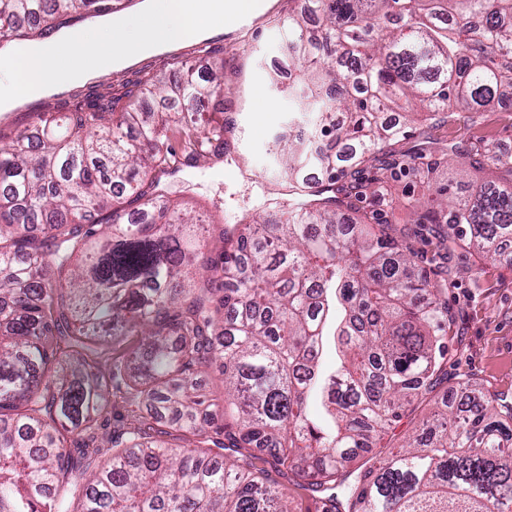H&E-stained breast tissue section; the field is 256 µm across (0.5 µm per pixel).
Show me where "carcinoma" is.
Instances as JSON below:
<instances>
[{"instance_id": "cac0c4a2", "label": "carcinoma", "mask_w": 512, "mask_h": 512, "mask_svg": "<svg viewBox=\"0 0 512 512\" xmlns=\"http://www.w3.org/2000/svg\"><path fill=\"white\" fill-rule=\"evenodd\" d=\"M306 2L288 53L326 142L281 139L288 197L218 228L214 249L155 172L228 156L224 58L0 126V512H290L260 448L325 512H512V403L471 376L408 446L355 453L444 382L453 321L454 268L427 274L408 228L379 220L388 181L429 184L449 152L494 171L463 195L437 187L413 224L448 255L512 264V158L483 139L399 147L413 102L473 126L512 89V0ZM119 4L0 0V51ZM174 127L180 154L164 147ZM128 336L137 349L103 370L100 346ZM330 344L339 363L323 372ZM214 366L220 408L200 394ZM118 378L133 409L105 432ZM174 432L188 448L166 443Z\"/></svg>"}]
</instances>
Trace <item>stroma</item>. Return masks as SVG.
I'll return each mask as SVG.
<instances>
[{
	"label": "stroma",
	"instance_id": "stroma-1",
	"mask_svg": "<svg viewBox=\"0 0 512 512\" xmlns=\"http://www.w3.org/2000/svg\"><path fill=\"white\" fill-rule=\"evenodd\" d=\"M288 0H275L263 16L215 35L212 45L224 56V117L234 126L229 160H201L175 176L160 175L161 186L176 192L206 222L230 228L256 212L259 198L273 195L284 178L275 141L282 133L309 127L313 115L300 98L282 92L292 74L278 68L288 56ZM458 141L484 137L512 155V93H501L494 111L472 128L448 124L431 131L411 126L406 146L423 135ZM458 274L445 298L456 320L448 332L449 377L473 374L512 401V265L451 257Z\"/></svg>",
	"mask_w": 512,
	"mask_h": 512
}]
</instances>
